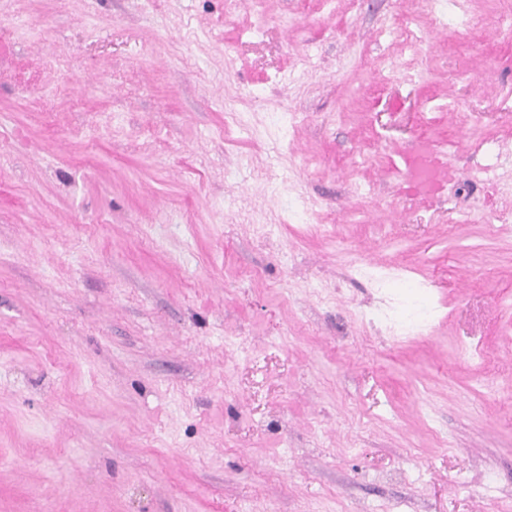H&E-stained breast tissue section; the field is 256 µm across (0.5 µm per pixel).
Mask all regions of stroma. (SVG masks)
<instances>
[{
  "label": "stroma",
  "mask_w": 512,
  "mask_h": 512,
  "mask_svg": "<svg viewBox=\"0 0 512 512\" xmlns=\"http://www.w3.org/2000/svg\"><path fill=\"white\" fill-rule=\"evenodd\" d=\"M498 2L0 0V512H512Z\"/></svg>",
  "instance_id": "stroma-1"
}]
</instances>
